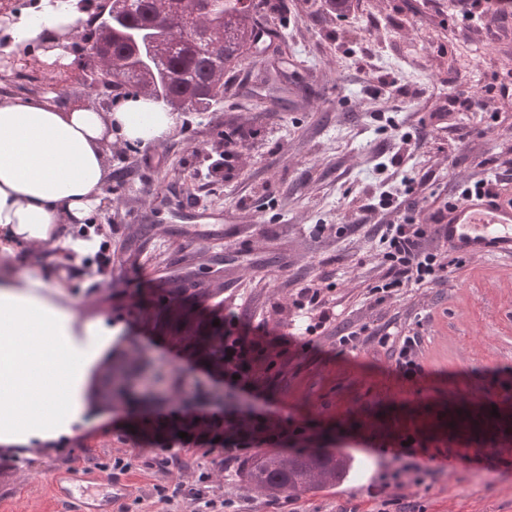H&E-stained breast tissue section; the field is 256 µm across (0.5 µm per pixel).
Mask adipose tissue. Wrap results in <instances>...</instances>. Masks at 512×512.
Listing matches in <instances>:
<instances>
[{
    "mask_svg": "<svg viewBox=\"0 0 512 512\" xmlns=\"http://www.w3.org/2000/svg\"><path fill=\"white\" fill-rule=\"evenodd\" d=\"M80 17L52 11L18 24L14 43L77 28ZM174 115L142 97L105 112L86 103L59 110L33 101L0 99V251L13 245L84 254L92 240L63 235L100 201L115 136L154 141L173 131ZM46 284L31 274L0 277V443L31 444L71 433L97 402L108 373L111 331L86 327L73 338V319L50 303Z\"/></svg>",
    "mask_w": 512,
    "mask_h": 512,
    "instance_id": "1",
    "label": "adipose tissue"
}]
</instances>
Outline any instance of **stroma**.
Returning a JSON list of instances; mask_svg holds the SVG:
<instances>
[{
    "label": "stroma",
    "mask_w": 512,
    "mask_h": 512,
    "mask_svg": "<svg viewBox=\"0 0 512 512\" xmlns=\"http://www.w3.org/2000/svg\"><path fill=\"white\" fill-rule=\"evenodd\" d=\"M262 2L260 21L278 35L225 74L220 104L178 117L162 140L113 147L106 187L115 207L96 237L104 253L80 262L18 246L0 262V273L36 271L75 331L88 323L115 330L113 363L137 347L145 373L174 369L204 382L215 395L209 416L195 443L165 429L140 442L134 423L169 408L133 381L95 423L34 448L0 444V512H68L51 496L53 481L67 478L124 483L114 512H193L175 488L207 472L223 512H371L375 451L397 445L405 430L425 436L414 449L419 462L444 468L437 482L408 489L423 512H512V466L499 459L512 449V261L462 255L445 281L375 303L369 289L385 268L372 227L395 216L368 207L380 189L410 191L426 223L453 188L512 169V18L481 7L464 24L458 0H352L342 15L324 0ZM19 61L25 75L8 69L0 95L60 109L94 100L88 67L52 78L46 59ZM386 72L406 95L370 98ZM453 91L473 94L470 110H445ZM215 160L223 175L211 174ZM324 271L335 281L327 297L336 320L303 349L293 341L305 328L293 302ZM172 288L179 299L157 304ZM229 313L241 336L277 327L250 349L240 409L281 418L285 444L300 431L331 429L327 447L351 464L340 483L270 497L241 480L259 446L224 452L216 422L224 375L192 342L225 332ZM389 321L420 334L421 378L398 376L378 346L340 348L347 324ZM490 419L495 440L474 436L484 466L452 456L457 426ZM166 456L178 460L169 473L158 465Z\"/></svg>",
    "instance_id": "stroma-1"
}]
</instances>
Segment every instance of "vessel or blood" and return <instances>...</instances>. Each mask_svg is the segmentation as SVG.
Segmentation results:
<instances>
[{
  "mask_svg": "<svg viewBox=\"0 0 512 512\" xmlns=\"http://www.w3.org/2000/svg\"><path fill=\"white\" fill-rule=\"evenodd\" d=\"M448 245L473 257L512 255V202L496 196L471 197L448 209ZM57 499L74 504V512H112V502L124 493L122 484L101 497L56 484Z\"/></svg>",
  "mask_w": 512,
  "mask_h": 512,
  "instance_id": "vessel-or-blood-1",
  "label": "vessel or blood"
}]
</instances>
